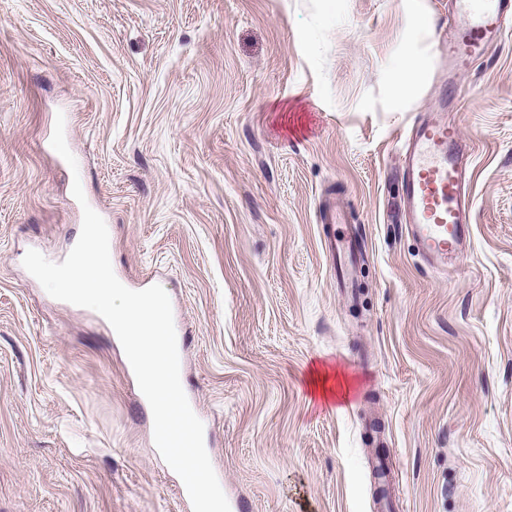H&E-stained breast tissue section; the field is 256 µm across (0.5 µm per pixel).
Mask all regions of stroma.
<instances>
[{
    "label": "stroma",
    "mask_w": 512,
    "mask_h": 512,
    "mask_svg": "<svg viewBox=\"0 0 512 512\" xmlns=\"http://www.w3.org/2000/svg\"><path fill=\"white\" fill-rule=\"evenodd\" d=\"M445 2L0 0V512H192L107 321L22 264L63 262L86 204L116 277L171 300L229 502L379 512L375 420L389 512H512V22L448 105L472 149L460 262L427 271L397 219L400 136L448 91ZM329 205L364 238L352 301ZM323 365L348 397L312 394Z\"/></svg>",
    "instance_id": "stroma-1"
}]
</instances>
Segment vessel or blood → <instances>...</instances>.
I'll list each match as a JSON object with an SVG mask.
<instances>
[{"mask_svg":"<svg viewBox=\"0 0 512 512\" xmlns=\"http://www.w3.org/2000/svg\"><path fill=\"white\" fill-rule=\"evenodd\" d=\"M452 30L442 47L448 71H470L491 44L506 33L512 20V0H448ZM471 149L455 125L433 116H417L406 137L400 191L405 203L408 230L425 267L446 273L463 253L470 236ZM320 223L339 225L326 249L337 287L346 288L360 259L357 232L343 227L342 215L326 209Z\"/></svg>","mask_w":512,"mask_h":512,"instance_id":"1","label":"vessel or blood"}]
</instances>
